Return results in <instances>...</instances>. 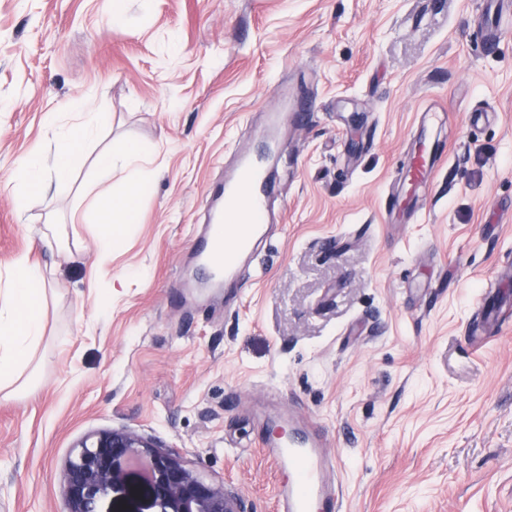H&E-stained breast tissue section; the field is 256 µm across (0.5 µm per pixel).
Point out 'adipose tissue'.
I'll return each instance as SVG.
<instances>
[{
    "label": "adipose tissue",
    "mask_w": 512,
    "mask_h": 512,
    "mask_svg": "<svg viewBox=\"0 0 512 512\" xmlns=\"http://www.w3.org/2000/svg\"><path fill=\"white\" fill-rule=\"evenodd\" d=\"M70 109L78 114L77 123L62 126L56 115L46 118L48 127L55 131L52 168H45L41 151H34L14 176L20 187L32 192L47 190L73 179L75 162L96 135L102 115L88 97L72 102ZM122 155L128 171L123 196L117 198L103 192V185L112 179L113 162L111 154H102L95 163L92 179L83 186L84 196L92 200L91 208L78 205L70 214L72 223L93 224L106 256L122 247L127 226L134 221L135 204L148 183L141 168V146L126 143ZM45 299L43 270L33 265L28 255H19L12 264L7 288L0 290V396L16 398L30 388L23 374L44 334L41 307Z\"/></svg>",
    "instance_id": "obj_1"
}]
</instances>
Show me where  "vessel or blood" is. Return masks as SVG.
I'll return each instance as SVG.
<instances>
[{
  "instance_id": "b4317fda",
  "label": "vessel or blood",
  "mask_w": 512,
  "mask_h": 512,
  "mask_svg": "<svg viewBox=\"0 0 512 512\" xmlns=\"http://www.w3.org/2000/svg\"><path fill=\"white\" fill-rule=\"evenodd\" d=\"M280 115H266L259 147L245 144L224 172V182L212 192L209 222L195 238V258L208 287L219 288L236 278L256 244L271 230L268 199L279 187L268 174L270 158L279 146ZM435 150L415 146L406 171L407 181L430 183L435 175ZM287 437L266 434L262 447L288 479L280 483L275 512H338L340 505L330 483L334 461L325 448L324 431L307 415L289 409Z\"/></svg>"
}]
</instances>
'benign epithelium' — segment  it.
<instances>
[{"label": "benign epithelium", "mask_w": 512, "mask_h": 512, "mask_svg": "<svg viewBox=\"0 0 512 512\" xmlns=\"http://www.w3.org/2000/svg\"><path fill=\"white\" fill-rule=\"evenodd\" d=\"M62 473L67 512H99V502L124 477L123 466L140 464L148 472L156 512H248L243 500L190 468L177 451L131 429L89 435L73 445Z\"/></svg>", "instance_id": "obj_1"}]
</instances>
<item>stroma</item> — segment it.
Wrapping results in <instances>:
<instances>
[{"label": "stroma", "instance_id": "obj_1", "mask_svg": "<svg viewBox=\"0 0 512 512\" xmlns=\"http://www.w3.org/2000/svg\"><path fill=\"white\" fill-rule=\"evenodd\" d=\"M484 0H0V289L50 277L36 379L0 398V512H64L73 445L129 428L274 512L254 446L291 400L326 431L341 512H512V25ZM312 98L272 161L283 216L238 287H199L193 239L236 138L281 92ZM104 120L73 182L17 200L48 113ZM446 122H431V113ZM439 141L430 189L401 182ZM139 142L151 184L99 264L67 224L104 153ZM102 512H154L142 470Z\"/></svg>", "mask_w": 512, "mask_h": 512}]
</instances>
